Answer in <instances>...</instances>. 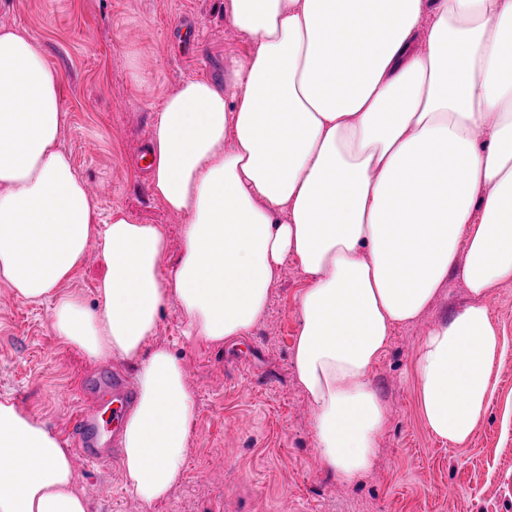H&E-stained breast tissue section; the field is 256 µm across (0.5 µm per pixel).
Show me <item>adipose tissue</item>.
<instances>
[{
	"mask_svg": "<svg viewBox=\"0 0 512 512\" xmlns=\"http://www.w3.org/2000/svg\"><path fill=\"white\" fill-rule=\"evenodd\" d=\"M254 45L223 85L168 94L150 140V189L187 215L167 232L102 213L64 148L57 72L25 31L0 27V281L51 302L57 338L136 368L121 427L126 488L150 505L185 470L195 402L157 344L176 301L188 336L216 346L264 315L279 268L310 278L293 368L324 466L352 482L374 464L387 412L371 383L392 330L451 275L470 301L416 357L427 431L460 444L495 392L506 339L492 288L512 280V0H225ZM97 309L69 285L91 244ZM0 512H90L74 457L0 395Z\"/></svg>",
	"mask_w": 512,
	"mask_h": 512,
	"instance_id": "1",
	"label": "adipose tissue"
}]
</instances>
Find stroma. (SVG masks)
<instances>
[{"label":"stroma","mask_w":512,"mask_h":512,"mask_svg":"<svg viewBox=\"0 0 512 512\" xmlns=\"http://www.w3.org/2000/svg\"><path fill=\"white\" fill-rule=\"evenodd\" d=\"M224 2L0 0V26L26 29L59 76L65 147L87 190L103 212L122 208L139 223L164 225L171 266L187 219L152 195L138 155L167 94L189 79L223 82L225 68L252 52ZM308 285L297 261H286L263 318L221 347L187 336L176 301L168 302L157 341L183 361L196 404L183 479L163 501L144 506L125 487L122 453L113 451L108 470L76 468L93 512H512V282L490 293L491 319L507 349L472 436L457 445L430 435L413 370L427 332L470 301L453 275L417 320L394 328L372 371L389 421L373 468L350 484L323 465L312 408L293 371ZM51 308L0 281V395L64 437L70 411L59 392L81 377L110 375L119 363L94 362L62 344Z\"/></svg>","instance_id":"1"}]
</instances>
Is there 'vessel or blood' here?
I'll use <instances>...</instances> for the list:
<instances>
[{"label": "vessel or blood", "instance_id": "b4317fda", "mask_svg": "<svg viewBox=\"0 0 512 512\" xmlns=\"http://www.w3.org/2000/svg\"><path fill=\"white\" fill-rule=\"evenodd\" d=\"M84 390L91 396V404H84L70 390L62 392L60 400L71 410L74 448L89 464L96 465L110 460V449L120 434V424L134 392L119 374L91 382Z\"/></svg>", "mask_w": 512, "mask_h": 512}]
</instances>
